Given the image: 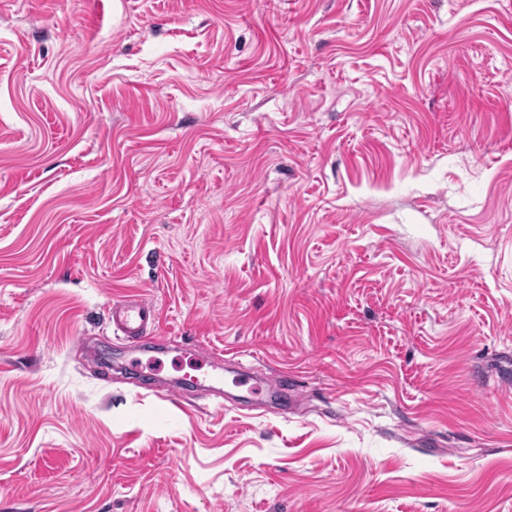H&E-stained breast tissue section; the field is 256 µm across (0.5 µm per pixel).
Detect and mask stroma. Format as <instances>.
Returning a JSON list of instances; mask_svg holds the SVG:
<instances>
[{"instance_id": "35a3bbf8", "label": "stroma", "mask_w": 512, "mask_h": 512, "mask_svg": "<svg viewBox=\"0 0 512 512\" xmlns=\"http://www.w3.org/2000/svg\"><path fill=\"white\" fill-rule=\"evenodd\" d=\"M0 512H512V0H0ZM109 320L114 334L123 336L127 341L159 337L150 336L157 330L159 311L153 301L143 296H130L113 302Z\"/></svg>"}]
</instances>
